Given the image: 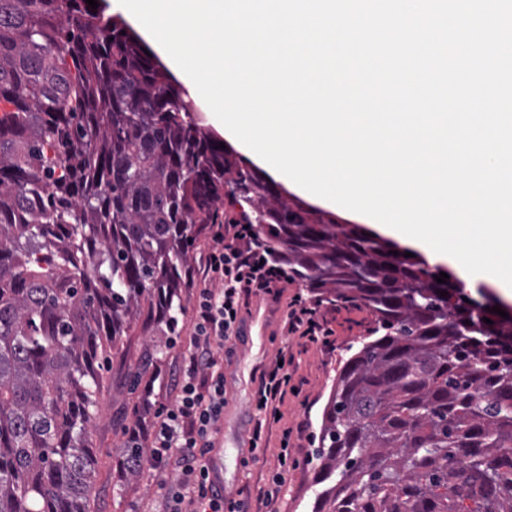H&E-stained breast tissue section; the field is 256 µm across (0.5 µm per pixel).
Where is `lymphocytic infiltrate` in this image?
<instances>
[{
	"label": "lymphocytic infiltrate",
	"instance_id": "obj_1",
	"mask_svg": "<svg viewBox=\"0 0 512 512\" xmlns=\"http://www.w3.org/2000/svg\"><path fill=\"white\" fill-rule=\"evenodd\" d=\"M211 238L202 263L186 273L195 302L178 363L169 374L154 368L142 389L144 417L130 434L134 446H146L148 468L161 477L158 512H251L248 499L226 497L210 478L208 455L224 415L219 359L233 353L240 313L249 299L279 296L291 276L269 260L246 219L212 225ZM321 306V301L294 296L284 319L286 335L334 349L335 331ZM159 381L169 396L164 404L154 399ZM169 470L175 477L168 482L162 475Z\"/></svg>",
	"mask_w": 512,
	"mask_h": 512
}]
</instances>
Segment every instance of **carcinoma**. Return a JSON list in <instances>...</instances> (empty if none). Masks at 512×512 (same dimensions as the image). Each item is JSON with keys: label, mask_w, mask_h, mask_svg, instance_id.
Here are the masks:
<instances>
[{"label": "carcinoma", "mask_w": 512, "mask_h": 512, "mask_svg": "<svg viewBox=\"0 0 512 512\" xmlns=\"http://www.w3.org/2000/svg\"><path fill=\"white\" fill-rule=\"evenodd\" d=\"M185 101L102 8L0 0V512H87L99 345L144 303L177 320L226 194L273 261L377 324L323 409L314 512H512V316L283 197ZM145 457L123 450L127 481Z\"/></svg>", "instance_id": "obj_1"}]
</instances>
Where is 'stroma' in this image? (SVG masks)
<instances>
[{"label": "stroma", "mask_w": 512, "mask_h": 512, "mask_svg": "<svg viewBox=\"0 0 512 512\" xmlns=\"http://www.w3.org/2000/svg\"><path fill=\"white\" fill-rule=\"evenodd\" d=\"M310 297L302 281L287 284L279 300L254 296L250 305H262L270 312L265 335L246 337L238 355L224 361L226 405L221 430L211 453V465L218 471L224 493L247 496L254 512H312V482L317 461L321 416L344 362L356 353L375 327L367 310L342 305L336 316V349L324 352L316 345H303L298 337H285L283 325L294 295ZM167 328L143 331L134 321L126 336L111 351V359L98 371V415L90 442L98 459L90 512H154L160 498L157 479L147 475L130 482L122 468V450L139 416L142 387L152 363L174 367L178 350L168 341ZM294 356V381L302 392L287 396L279 406V419H267L262 445L251 451L249 439L257 420L256 392L262 369L272 365L280 349ZM293 429L289 459L292 463L285 483L272 500L264 493L280 469L278 453L283 429Z\"/></svg>", "instance_id": "35a3bbf8"}]
</instances>
